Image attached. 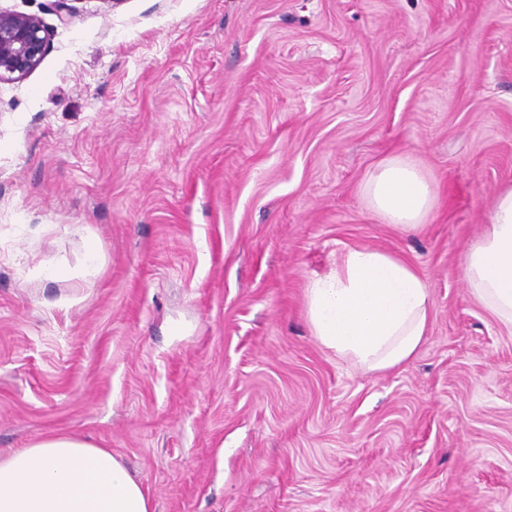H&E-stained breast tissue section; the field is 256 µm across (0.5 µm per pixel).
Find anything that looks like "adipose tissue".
I'll use <instances>...</instances> for the list:
<instances>
[{
  "label": "adipose tissue",
  "instance_id": "adipose-tissue-1",
  "mask_svg": "<svg viewBox=\"0 0 512 512\" xmlns=\"http://www.w3.org/2000/svg\"><path fill=\"white\" fill-rule=\"evenodd\" d=\"M363 195L370 210L407 229L419 226L435 202L431 182L410 155L379 163ZM463 271L473 298L512 329V184L498 193ZM306 311L325 348L356 366L384 370L419 348L431 301L409 263L352 248L335 272L311 282ZM0 512H152V506L111 449L52 435L0 458Z\"/></svg>",
  "mask_w": 512,
  "mask_h": 512
}]
</instances>
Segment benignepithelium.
<instances>
[{
	"instance_id": "obj_1",
	"label": "benign epithelium",
	"mask_w": 512,
	"mask_h": 512,
	"mask_svg": "<svg viewBox=\"0 0 512 512\" xmlns=\"http://www.w3.org/2000/svg\"><path fill=\"white\" fill-rule=\"evenodd\" d=\"M50 34L33 15L0 11V81L25 77L42 61Z\"/></svg>"
}]
</instances>
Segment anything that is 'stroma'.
<instances>
[{"label":"stroma","instance_id":"35a3bbf8","mask_svg":"<svg viewBox=\"0 0 512 512\" xmlns=\"http://www.w3.org/2000/svg\"><path fill=\"white\" fill-rule=\"evenodd\" d=\"M0 0L48 52L0 83V458L112 449L153 512H512V329L463 256L512 180V0ZM411 154L420 227L367 208ZM350 247L426 282L368 371L306 288Z\"/></svg>","mask_w":512,"mask_h":512}]
</instances>
